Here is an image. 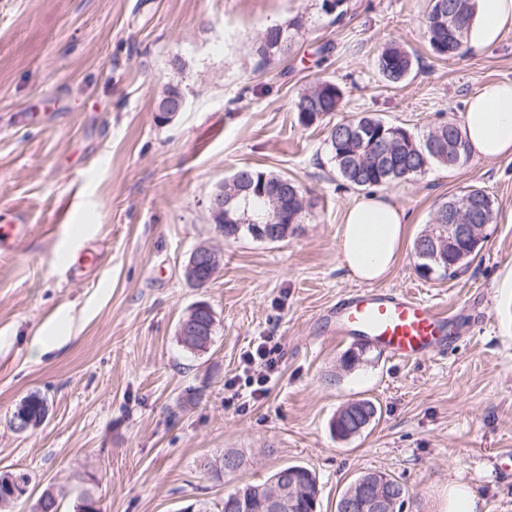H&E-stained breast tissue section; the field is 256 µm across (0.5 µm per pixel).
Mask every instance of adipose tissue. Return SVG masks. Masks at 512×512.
Returning a JSON list of instances; mask_svg holds the SVG:
<instances>
[{"mask_svg": "<svg viewBox=\"0 0 512 512\" xmlns=\"http://www.w3.org/2000/svg\"><path fill=\"white\" fill-rule=\"evenodd\" d=\"M512 28V0H476L466 46H494ZM460 131L471 156L492 160L512 154V82L484 84L466 103ZM409 216L389 195L373 193L349 206L337 241L341 268L361 282L386 278L399 261Z\"/></svg>", "mask_w": 512, "mask_h": 512, "instance_id": "obj_1", "label": "adipose tissue"}]
</instances>
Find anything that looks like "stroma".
Returning <instances> with one entry per match:
<instances>
[{"mask_svg": "<svg viewBox=\"0 0 512 512\" xmlns=\"http://www.w3.org/2000/svg\"><path fill=\"white\" fill-rule=\"evenodd\" d=\"M321 0H0V213L32 230L0 255V471L53 487L57 512L84 494L101 512H221L225 493L301 464L315 472L318 512L361 474L407 487L402 512H448V485L478 512H512V156L432 167L387 186L425 230L438 203L465 187L495 199L480 255L450 279L421 277L412 247L384 280L458 310L459 334L431 358L399 363L377 347L347 368L355 339L336 340L325 315L359 283L340 268L337 240L360 190L336 174L323 125L302 126L298 96L330 79L336 119L373 114L422 136L461 120L482 85L512 81V29L492 48L442 60L425 38L429 0H348L338 20ZM311 24L288 57L259 67L254 42L295 14ZM414 56L388 85L375 59L388 43ZM183 69H175L174 59ZM187 105L156 118L162 87ZM249 166L296 180L310 204L297 231L268 243L224 239L209 195ZM207 242L223 264L202 288L184 267ZM90 250L96 268L67 274ZM208 303L216 325L189 352L179 321ZM62 346L33 355L34 342ZM281 347L264 398L225 388L259 337ZM45 421L19 433L10 420L31 392ZM380 404L379 421L348 440L329 424L347 402ZM243 453L234 474L204 464Z\"/></svg>", "mask_w": 512, "mask_h": 512, "instance_id": "obj_1", "label": "stroma"}]
</instances>
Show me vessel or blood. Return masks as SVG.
Segmentation results:
<instances>
[{"mask_svg":"<svg viewBox=\"0 0 512 512\" xmlns=\"http://www.w3.org/2000/svg\"><path fill=\"white\" fill-rule=\"evenodd\" d=\"M29 232L23 223L0 224V251H12ZM451 311L414 294L363 288L336 303L334 333L369 341L399 362L429 358L448 346Z\"/></svg>","mask_w":512,"mask_h":512,"instance_id":"vessel-or-blood-1","label":"vessel or blood"}]
</instances>
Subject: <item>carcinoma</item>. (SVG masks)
Instances as JSON below:
<instances>
[{"mask_svg": "<svg viewBox=\"0 0 512 512\" xmlns=\"http://www.w3.org/2000/svg\"><path fill=\"white\" fill-rule=\"evenodd\" d=\"M431 7L426 18V36L433 54L441 59H453L463 54L468 21L474 11L475 0H430ZM308 18L297 15L287 25L274 24L265 28L253 46L258 64L267 65L288 55L296 35L306 28ZM376 68L390 85L404 81L413 68V58L403 47L391 43L386 45L375 59ZM341 100L339 87L329 80H320L296 102V112L301 125L309 127L321 122L337 110ZM439 137L446 146L432 152L429 142ZM327 147L330 160L338 175L351 187L358 190L383 187L406 181L424 174L437 164L456 167L469 160V153L453 120L440 123L428 134L419 137L405 127L374 115H363L350 120H340L328 126ZM237 180L224 183V195L237 196L233 201L234 217L244 224L235 237L254 236L251 221L271 225L274 241L284 240L295 232L302 222L305 199L299 185L291 178L244 167L235 172ZM288 190V218L285 224L276 220V210L282 201L281 190ZM464 211L470 224H492L496 220L495 201L482 188L471 186L460 194L442 202L435 212L433 223L448 221V210ZM478 253L453 250L448 253L451 271L418 260L417 270L424 277L436 275L452 278L457 271L476 259ZM47 412L46 398L38 392L29 394L16 408V413L28 424V429L37 428ZM380 410L370 399H359L347 403L332 419L330 426L352 433L364 415H378ZM224 456H233L236 463L215 468L205 464L204 469L219 477L238 471L243 456L236 451H227ZM285 471L294 472L301 484L310 488L309 497H300L291 506L290 512H316L319 491L315 474L302 465H285L275 471L277 477ZM266 483L249 484L224 495L222 512H268L265 496Z\"/></svg>", "mask_w": 512, "mask_h": 512, "instance_id": "1", "label": "carcinoma"}]
</instances>
